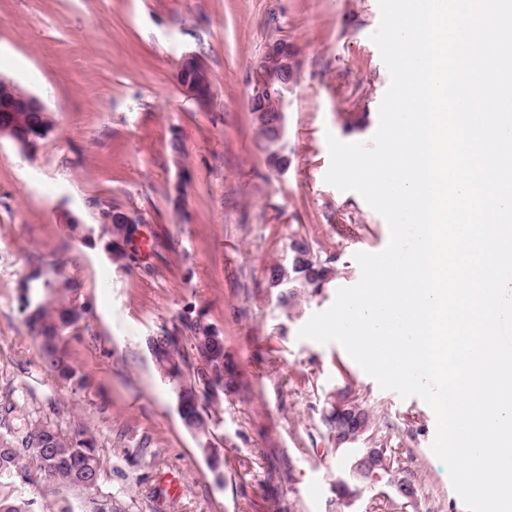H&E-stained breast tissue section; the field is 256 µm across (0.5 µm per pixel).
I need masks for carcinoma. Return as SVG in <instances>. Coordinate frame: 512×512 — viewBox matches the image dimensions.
Listing matches in <instances>:
<instances>
[{"mask_svg":"<svg viewBox=\"0 0 512 512\" xmlns=\"http://www.w3.org/2000/svg\"><path fill=\"white\" fill-rule=\"evenodd\" d=\"M178 78L182 85L198 83L201 95L212 94L209 76L199 82L193 73L181 71ZM52 127V119L44 112L0 113V133L14 137L24 151L32 146L31 137L42 139ZM257 131L267 143L273 165H278V134L270 127H259ZM102 217L111 259L129 270L152 269V263L139 247L143 218L130 221L119 205L102 213ZM295 244L289 258L275 262L267 277L268 287L276 291L287 318L303 298L333 287L341 275L334 256L314 249L304 239ZM29 265L23 286L29 289L36 284L44 297L35 301L24 295L26 324L40 342L46 366L60 379L81 384L84 376L74 364L70 340L81 335L83 308L77 303L73 279L65 272V260L56 253L35 251L29 256ZM184 341L189 347L182 345ZM147 348L157 369L173 387L184 425L200 437L201 454L207 458L214 455L216 447L209 430L212 413L224 403V397L239 391L234 361L224 348V336L213 324L184 316L173 329L164 328L161 334L148 338ZM15 411L8 399L0 405V428L13 433V442L0 446V512H38L33 508V500L11 493L16 478L28 475L33 467L44 473L46 488L54 494L45 505L46 512H70L68 500L60 492L82 489L83 482L96 483L101 477L102 461L93 440L82 434L69 436L47 419L35 414L19 417ZM360 416L369 423L383 456L389 464L397 466L392 436L377 425L373 412L363 404Z\"/></svg>","mask_w":512,"mask_h":512,"instance_id":"1","label":"carcinoma"}]
</instances>
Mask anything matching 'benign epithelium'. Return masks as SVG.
<instances>
[{"mask_svg": "<svg viewBox=\"0 0 512 512\" xmlns=\"http://www.w3.org/2000/svg\"><path fill=\"white\" fill-rule=\"evenodd\" d=\"M302 68V56L297 46L284 50L271 43L267 46L263 61L255 70L250 110L260 124L268 121L267 113L285 112L288 108V95L293 91L292 75ZM357 407L350 393L340 388L329 398V407L324 416L334 420L333 442L362 443L366 452L355 458L349 467L350 478L355 482L380 479L376 472L381 449L377 447L374 435L368 433V425L354 421ZM388 482L395 486L405 498L415 500V487L409 483L401 469L387 468Z\"/></svg>", "mask_w": 512, "mask_h": 512, "instance_id": "7a95c632", "label": "benign epithelium"}]
</instances>
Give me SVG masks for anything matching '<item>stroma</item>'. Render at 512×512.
Instances as JSON below:
<instances>
[{"instance_id":"1","label":"stroma","mask_w":512,"mask_h":512,"mask_svg":"<svg viewBox=\"0 0 512 512\" xmlns=\"http://www.w3.org/2000/svg\"><path fill=\"white\" fill-rule=\"evenodd\" d=\"M379 21L378 0H0V78L54 119L32 157L0 135V397L93 439L102 477L70 494L73 512H271L273 498L280 512H467L431 449L433 410L380 389L341 345L298 336L337 287L359 281L355 253L389 242L359 193L325 180L327 135L366 142L378 128L390 82L370 39ZM279 38L303 58L283 172L250 113L251 75ZM189 53L213 80L204 109L177 79ZM107 204L136 210L154 231L153 272L112 262L99 217ZM300 238L335 255L343 275L288 318L266 268ZM34 251L63 254L79 286L86 327L71 348L83 384L46 367L25 324L18 297ZM185 315L221 330L250 390L212 417L217 474L146 347ZM347 383L389 427L415 475L416 506L381 483L337 493L349 453L321 437L320 416ZM167 471L181 473L183 491L162 504L156 482Z\"/></svg>"}]
</instances>
